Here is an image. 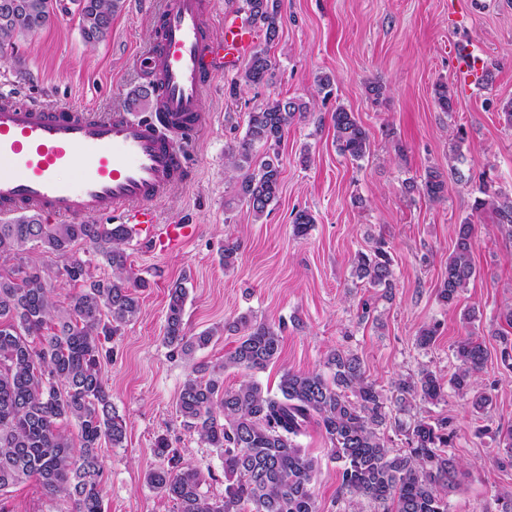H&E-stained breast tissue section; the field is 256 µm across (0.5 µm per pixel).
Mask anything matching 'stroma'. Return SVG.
<instances>
[{
  "label": "stroma",
  "mask_w": 512,
  "mask_h": 512,
  "mask_svg": "<svg viewBox=\"0 0 512 512\" xmlns=\"http://www.w3.org/2000/svg\"><path fill=\"white\" fill-rule=\"evenodd\" d=\"M158 0H124L108 37L87 43L72 0L41 32L0 49V92L21 91L60 108L92 114L121 110L133 118L151 111L148 83L134 60L152 38ZM283 26L268 46L275 65L269 85L228 89L240 76H217L205 99L211 122L188 146L194 182L157 206L161 222L188 220L198 233L179 251L153 253L142 236L126 246L135 274L146 279L140 313L111 342L103 379L112 406L126 423L121 447L103 444L105 512H177L175 502L153 489L148 471L159 463V438L195 465L202 489L224 494V467L176 412L194 365L215 364L237 338L215 336L192 360L171 356L163 342L168 289L182 282L188 295L184 319L195 335L241 314L282 329L279 358L254 378L276 390L284 371L323 370L329 351L357 354L368 378L383 389L429 369L449 378L456 346L478 334L488 360L476 376L487 409L472 396L449 393L438 404L417 403L413 415L450 418L448 449L461 465L448 512H498V497L512 490V467L499 468L494 434L512 424V367L500 358L497 330L512 306V234L491 210H475L483 190L512 195V126L501 113L512 99V0H281ZM473 47L480 65L469 82L456 70L453 47ZM330 76L332 91H318ZM378 82L386 98L374 103L365 87ZM448 84L452 111H443L437 84ZM299 98L305 118L289 126L279 147L281 189L272 212L254 217L236 196V176L225 167L229 146L246 130L247 114L274 97ZM354 112L370 147L354 161L336 148L331 115ZM448 174V191L432 201L416 187L428 168ZM314 217L308 235H293L296 211ZM471 221L476 275L456 303L437 298L457 224ZM384 239L393 261L391 288L357 280L353 261L373 240ZM240 244L234 267H225L224 243ZM438 324L435 342L420 348L422 326ZM319 461L313 484L321 512H379L361 500L349 508L339 494L341 465L317 427L299 437ZM5 512H63L64 504L35 482L0 495Z\"/></svg>",
  "instance_id": "1"
}]
</instances>
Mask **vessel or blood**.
Returning a JSON list of instances; mask_svg holds the SVG:
<instances>
[{
    "mask_svg": "<svg viewBox=\"0 0 512 512\" xmlns=\"http://www.w3.org/2000/svg\"><path fill=\"white\" fill-rule=\"evenodd\" d=\"M216 0H161L136 58L153 115L91 116L0 93V218L37 211L59 220L112 216L145 233L154 253L182 248L196 225L157 219L156 206L194 177L186 144L211 122L203 100L217 74L251 51L255 25L231 12L214 38Z\"/></svg>",
    "mask_w": 512,
    "mask_h": 512,
    "instance_id": "1",
    "label": "vessel or blood"
}]
</instances>
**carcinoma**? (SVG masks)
Instances as JSON below:
<instances>
[{
  "label": "carcinoma",
  "mask_w": 512,
  "mask_h": 512,
  "mask_svg": "<svg viewBox=\"0 0 512 512\" xmlns=\"http://www.w3.org/2000/svg\"><path fill=\"white\" fill-rule=\"evenodd\" d=\"M74 2L88 43L108 36L112 16L123 7V0ZM244 2L245 13L264 29L265 43L275 42L283 23L279 0ZM56 8L57 0H0V48L17 36L45 29ZM274 71L263 47L252 52L241 80L247 86H267ZM307 109L299 99L267 100L248 113L244 137L226 154L228 170L245 171L237 195L257 218L278 200L277 147ZM331 119L338 151L354 161L362 159L369 136L355 113L338 107ZM256 144L266 148L258 163L253 155ZM421 190L430 200H440L448 190L447 177L431 168ZM485 208L494 210L498 224L512 234V197L493 192L475 201V209ZM314 223L309 211L296 212L294 236L306 237ZM130 237L126 224H45L36 212L0 224V261L18 260L8 269L0 267V493L32 480L48 493L68 499L67 512H104L100 449L104 441L121 446L126 424L112 407L102 363L112 354L107 343L139 313L138 292L148 287V281L128 266L125 244ZM32 243L65 260L61 275L67 282L82 283L67 305L54 300L50 272L24 259ZM80 243L111 269L112 277L93 279L90 264L72 254ZM474 246V225H457L437 289L443 305L454 304L474 277ZM354 275L373 287H392V259L385 242L378 240L356 256ZM186 297L182 283L171 285L163 336L171 355L183 359L219 334L217 329L187 334ZM224 330L239 335L238 345L224 361L195 367L176 403L183 422L223 460L224 497L205 495L198 469L182 462L179 452L162 438L156 445L162 463L146 479L176 502L178 512H319L311 491L318 461L297 442L312 425L324 432L333 458L341 463L340 495L350 505L364 498L382 512H448V493L455 488L460 469L447 451L453 436L448 419L400 421L397 427L405 447L390 448L384 433L392 415L388 396L368 380L357 355L336 350L325 361L328 376L287 371L274 394L254 379L228 389L224 371L265 369L278 358L282 337L248 314L224 325ZM456 359L459 365L446 382L428 369L416 378L396 381L397 410L410 412L418 399L439 403L445 400L447 385L466 394L484 367L488 350L470 335L458 342ZM68 423L77 426L78 440L63 430ZM495 439L504 450L496 464L512 467V426L498 429Z\"/></svg>",
  "instance_id": "obj_1"
}]
</instances>
